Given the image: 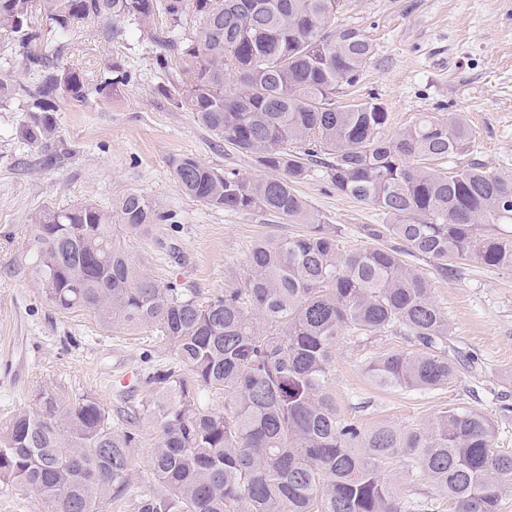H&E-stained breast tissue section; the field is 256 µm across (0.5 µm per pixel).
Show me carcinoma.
Returning <instances> with one entry per match:
<instances>
[{
	"mask_svg": "<svg viewBox=\"0 0 512 512\" xmlns=\"http://www.w3.org/2000/svg\"><path fill=\"white\" fill-rule=\"evenodd\" d=\"M42 2L58 36L94 15L164 43L179 73L158 92L267 172L254 179L174 156L186 195L305 231L255 240L243 274L204 293L159 281L133 257L130 242L168 220L139 193L108 209L33 213L28 275L55 308L87 311L104 331L144 330L169 362L143 370L140 400L118 421L90 393L66 402L47 389L34 407L9 411L0 419V483L33 492L42 512H106L124 499L133 512H428L429 502H399L382 478L383 462L405 456L451 512H497L512 494V454L495 448L487 414L456 407L416 427L363 428L337 413L330 391L345 330L413 340V349L367 364L382 388L433 391L471 366L450 347L431 280L406 260L425 257L445 276L450 262L512 268V177L478 163L429 167L469 151L465 117L431 113L387 137L383 104L341 103L374 56L365 31L332 24L342 0ZM33 3L0 0V33L19 38L34 79L27 86L0 71V103L27 98L18 136L43 145L56 136L57 101L110 98L128 74L113 59L94 79L30 50L41 37ZM190 11L198 24L185 33ZM315 166L337 192L384 215L363 225L370 245L342 252L343 230L311 213L296 186ZM217 394L222 409L211 404ZM145 436L139 476L133 451Z\"/></svg>",
	"mask_w": 512,
	"mask_h": 512,
	"instance_id": "obj_1",
	"label": "carcinoma"
}]
</instances>
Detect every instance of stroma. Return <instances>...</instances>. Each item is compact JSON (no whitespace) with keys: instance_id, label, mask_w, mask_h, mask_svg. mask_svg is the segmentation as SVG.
<instances>
[{"instance_id":"stroma-1","label":"stroma","mask_w":512,"mask_h":512,"mask_svg":"<svg viewBox=\"0 0 512 512\" xmlns=\"http://www.w3.org/2000/svg\"><path fill=\"white\" fill-rule=\"evenodd\" d=\"M334 23L364 30L374 46L352 92L385 105V135L426 112H459L473 142L457 165L478 162L512 177V0H343ZM35 48L91 75L118 60L131 81L110 99L59 102L57 136L46 147L17 136L27 118L24 101L0 104V416L31 406L43 388L88 392L114 410L147 360L164 362L166 350L148 333H106L88 313L54 308L48 290L27 275L22 245L33 213L76 202L107 209L126 193H140L169 219L134 240L133 255L159 281L206 293L242 271L256 238H284L299 227L259 210L213 208L182 192L170 166L177 155L254 178L264 171L158 93L178 71L173 63L157 67L161 43L133 25L113 31L92 18L77 33L40 40ZM297 191L315 218L342 226L344 252L365 247L361 225L380 221L370 206L330 189L322 175ZM413 263L431 279L453 342L474 357V368L440 390L383 389L365 365L407 349L406 339L392 334L364 341L342 333L331 376L339 415L364 427L414 426L448 408H478L497 417L496 446L512 453V417L499 415L503 403L512 404V268L469 263L444 277L428 259ZM381 471L398 500H430L436 512H448L447 500L411 459L394 458Z\"/></svg>"}]
</instances>
